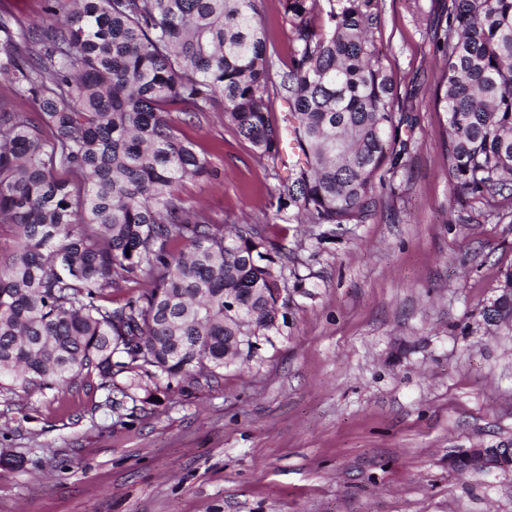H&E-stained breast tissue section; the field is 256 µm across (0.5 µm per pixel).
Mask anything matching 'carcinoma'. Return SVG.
Wrapping results in <instances>:
<instances>
[{
  "mask_svg": "<svg viewBox=\"0 0 512 512\" xmlns=\"http://www.w3.org/2000/svg\"><path fill=\"white\" fill-rule=\"evenodd\" d=\"M53 22L23 25L0 8V78L32 104L0 102V382L59 390L94 371L161 377L183 389L224 368V337L281 335L275 291L285 266L253 225L224 234L182 196L213 175L180 124L219 112L260 156L297 150L278 209L310 224H361L375 181L402 166L395 86L369 33L376 0H284L293 51L271 118V58L258 0H43ZM445 62L434 90L445 115L448 176L496 212L512 202V0H448L435 30ZM182 115L179 120L172 113ZM143 286L118 306L112 289ZM258 289L247 324L224 298Z\"/></svg>",
  "mask_w": 512,
  "mask_h": 512,
  "instance_id": "obj_1",
  "label": "carcinoma"
}]
</instances>
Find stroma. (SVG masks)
Masks as SVG:
<instances>
[{
	"label": "stroma",
	"instance_id": "obj_1",
	"mask_svg": "<svg viewBox=\"0 0 512 512\" xmlns=\"http://www.w3.org/2000/svg\"><path fill=\"white\" fill-rule=\"evenodd\" d=\"M446 2L378 0L369 38L408 151L365 223H297L277 208L284 166L216 113L185 126L214 169L185 198L260 224L287 259L288 325L208 385L0 389V512H512V471L448 465L512 445V325L483 316L512 273V213L448 179L431 29ZM262 10L277 74L291 29L283 0Z\"/></svg>",
	"mask_w": 512,
	"mask_h": 512
}]
</instances>
